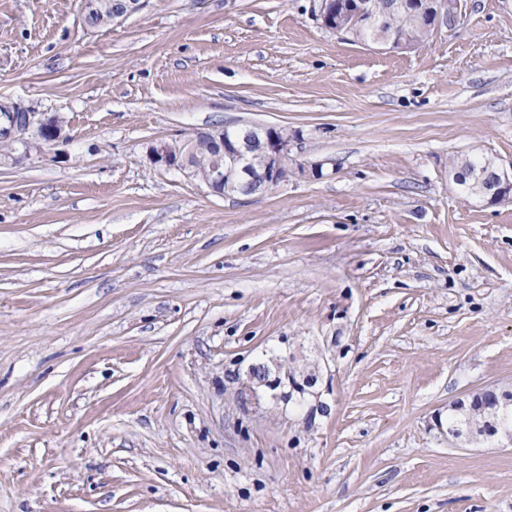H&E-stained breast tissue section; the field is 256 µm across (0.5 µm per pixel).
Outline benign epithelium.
I'll use <instances>...</instances> for the list:
<instances>
[{
	"label": "benign epithelium",
	"instance_id": "obj_1",
	"mask_svg": "<svg viewBox=\"0 0 512 512\" xmlns=\"http://www.w3.org/2000/svg\"><path fill=\"white\" fill-rule=\"evenodd\" d=\"M422 10L433 17L436 29L455 27L460 0H422ZM143 7V0H114L112 5V23L120 24ZM313 12L322 28L340 32L336 26V2L334 0H314ZM68 138L64 121L57 117L43 119L33 123L31 114H26L25 126L18 130L14 142L29 153L34 148L39 153L61 139ZM295 140L294 133L286 127H266L261 125H240L232 130L222 126L200 131L196 142L203 145L212 162L209 175L204 180L205 187L213 194L222 196L234 189H242L251 194L271 189L281 181V173L288 169L291 146ZM154 163L181 171L186 177H194V169L188 164L184 145L160 140L150 148ZM488 162L494 167V177L498 183V195L491 197L493 202L512 200V163L504 165L493 158ZM285 374L289 383L299 393L304 392V385L311 384L313 375L296 380V368L287 367L278 360L268 364L259 362L249 368L250 383L265 386L271 390L281 384L280 374ZM471 401L473 414L496 411L500 407L512 405V399L505 396L499 385H486L458 398L448 404V409L456 411L462 402Z\"/></svg>",
	"mask_w": 512,
	"mask_h": 512
}]
</instances>
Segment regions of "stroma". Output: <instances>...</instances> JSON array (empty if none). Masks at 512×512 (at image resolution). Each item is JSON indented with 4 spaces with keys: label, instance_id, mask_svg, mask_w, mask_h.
<instances>
[{
    "label": "stroma",
    "instance_id": "35a3bbf8",
    "mask_svg": "<svg viewBox=\"0 0 512 512\" xmlns=\"http://www.w3.org/2000/svg\"><path fill=\"white\" fill-rule=\"evenodd\" d=\"M313 0H0V108L61 117L0 162V512H512V447L449 402L512 385V0L379 52ZM285 127L272 190L216 196L151 146ZM318 174H311V167ZM323 357L305 407L250 364ZM99 10L95 18L97 27L120 24L143 7L142 0H96ZM313 12L316 21L322 28L340 33V27L336 26V6H338L339 13L349 5L350 1L338 0H315L313 1ZM27 113V112H26ZM31 112L26 114V123L22 129L18 131L13 129L22 137L14 138V142L20 144L24 148V157H27L31 148H35L40 154H43L47 149L54 145L60 139H67L68 134L65 129L64 121L57 117H50L43 119L37 123L33 129L31 138H25L24 135L28 133L33 127V119ZM488 158V162L494 167L495 172L493 173L496 181L499 185L498 195L492 196L489 200L493 202H502L506 200H512V163L508 167L502 163H498L493 158Z\"/></svg>",
    "mask_w": 512,
    "mask_h": 512
}]
</instances>
